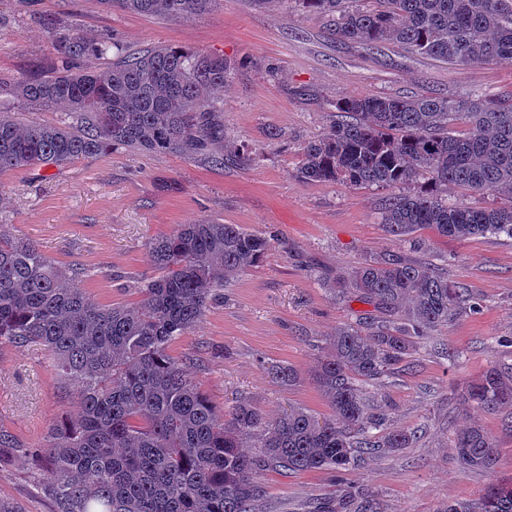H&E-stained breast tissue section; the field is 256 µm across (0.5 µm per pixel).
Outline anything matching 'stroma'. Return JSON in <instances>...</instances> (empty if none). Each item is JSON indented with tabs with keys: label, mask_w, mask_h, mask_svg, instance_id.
<instances>
[{
	"label": "stroma",
	"mask_w": 512,
	"mask_h": 512,
	"mask_svg": "<svg viewBox=\"0 0 512 512\" xmlns=\"http://www.w3.org/2000/svg\"><path fill=\"white\" fill-rule=\"evenodd\" d=\"M75 23L84 33L114 35L129 49L175 45L225 57L234 66L215 122L224 129L194 160L117 150L64 168L0 176L7 200L0 224L63 266L82 269L83 286L103 304L138 300L158 270L152 238L211 219L269 235L263 260L230 280L201 322L170 348L217 410L248 399L268 418L295 407L327 418L332 409L313 374L326 338L371 312L369 304L330 288L336 273L373 259L414 257L443 267L469 299L431 330L409 368L366 386L386 430L411 428L409 447L380 449L343 480L327 472H261L262 512H318L342 485L367 493L374 512H441L477 500L493 480L512 479V407L494 411L465 401L486 368L512 367V237L445 238L418 231L419 249L391 236L382 222L389 189L305 184L296 172L301 148L321 137L331 104L350 96L465 98L476 90L512 93V64L451 67L397 47L384 55L338 39L322 14L300 0L254 6L216 0L202 15L167 19L104 9L99 0H0V111L55 123L64 112L23 106L13 79L50 69L55 52L44 20ZM257 154L245 161L244 152ZM220 154L223 165L211 164ZM289 365L288 386L270 374ZM64 378L41 346H0V426L36 444L63 417H76ZM477 425L495 440L494 471L465 468L451 448L460 429ZM43 473L25 455L0 468V497L23 512H52Z\"/></svg>",
	"instance_id": "35a3bbf8"
}]
</instances>
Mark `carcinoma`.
<instances>
[{
    "label": "carcinoma",
    "instance_id": "obj_1",
    "mask_svg": "<svg viewBox=\"0 0 512 512\" xmlns=\"http://www.w3.org/2000/svg\"><path fill=\"white\" fill-rule=\"evenodd\" d=\"M99 2L178 19L205 13L213 0ZM301 3L330 17L338 38L373 53L397 45L459 67L512 62V0ZM44 26L55 51L52 69L18 81L13 93L29 105L61 108L69 120L26 122L0 112V173L59 169L118 149L193 159L224 136L211 98L231 74L224 58L171 46L129 52L112 36H90L70 23ZM81 59L104 64L77 70ZM334 108L327 133L302 147V182L405 189L387 199L382 215L399 239L421 229L455 238L512 236V207L473 208L447 195L453 185L512 199V95H367ZM459 120L462 131L455 130ZM269 246L239 224H181L150 242L160 274L138 288L140 300L104 305L82 287L83 273L0 225V345L48 351L79 409L76 422L52 425L31 452L44 464L41 490L53 512H258L262 471L340 472L376 448L413 441L406 428L381 439L371 434L382 417L369 410L362 384L399 369L463 300L464 290L448 283L443 269L416 259L368 261L335 278L341 293L388 319L364 316L326 341L314 382L332 408L328 419L301 407L270 419L248 401L220 414L170 356L218 289ZM465 396L492 411L512 406V374L492 366ZM24 447L0 427V467ZM451 448L467 468L496 466V444L479 426L459 431ZM358 498L347 489L329 512H354ZM444 512H512V480Z\"/></svg>",
    "mask_w": 512,
    "mask_h": 512
}]
</instances>
